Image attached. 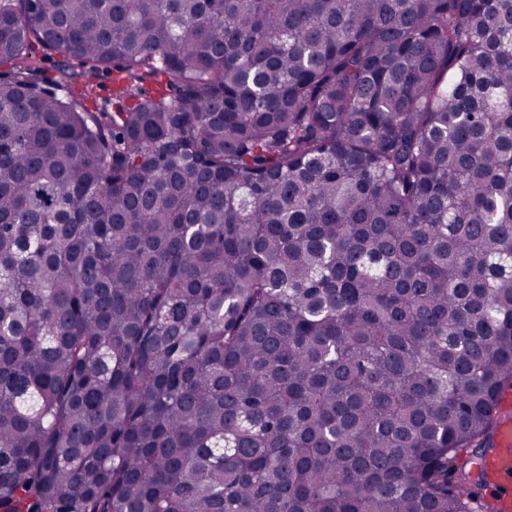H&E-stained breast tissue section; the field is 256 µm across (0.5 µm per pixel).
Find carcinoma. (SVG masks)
<instances>
[{
	"label": "carcinoma",
	"instance_id": "1",
	"mask_svg": "<svg viewBox=\"0 0 512 512\" xmlns=\"http://www.w3.org/2000/svg\"><path fill=\"white\" fill-rule=\"evenodd\" d=\"M2 65L0 512H496L512 0H0ZM29 56L31 68L34 70V77L41 86L49 87L47 84L43 85V82L51 81L55 78L58 57L47 53L37 45L33 46V51ZM95 88H96V101L94 104L88 103L82 98V83L75 82L68 89L69 98L75 100L77 102H81L82 104H86L89 108L101 112H111L112 111V77L103 73L98 78L94 80Z\"/></svg>",
	"mask_w": 512,
	"mask_h": 512
}]
</instances>
